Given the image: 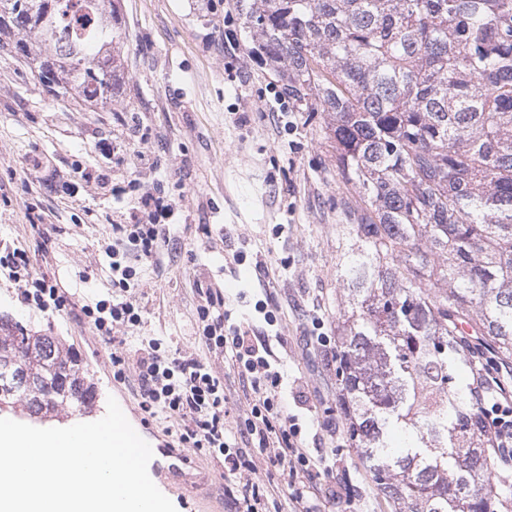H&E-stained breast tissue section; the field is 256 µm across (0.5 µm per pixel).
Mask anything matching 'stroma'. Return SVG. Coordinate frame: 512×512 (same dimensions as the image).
Listing matches in <instances>:
<instances>
[{"label":"stroma","instance_id":"1","mask_svg":"<svg viewBox=\"0 0 512 512\" xmlns=\"http://www.w3.org/2000/svg\"><path fill=\"white\" fill-rule=\"evenodd\" d=\"M233 2L120 0L127 89L103 112L55 97L24 59L0 48V243L26 250L37 270L80 302L109 298L102 244L113 225L129 222L137 201L101 188L97 174L122 186L129 175L95 144L105 138L116 153L157 159L141 179L173 201L176 233L163 268L147 271L136 295L138 335L193 350L199 280L224 290L235 322L270 296L284 338L273 351L288 370V410L310 459L333 465L328 474L313 471L321 512H388L347 442L335 366L310 344L318 332L335 336L345 300L337 272L347 257L337 238L347 217L336 206L334 142L321 114L269 111L278 87L249 57ZM229 32L238 52L225 45ZM116 112L126 125L113 122ZM32 209L46 215V235L31 229ZM17 289L1 272L0 316L78 355L98 392L92 420L112 397L140 422L131 387L112 378L111 346L75 315L22 306ZM330 482L342 488L339 501L324 498Z\"/></svg>","mask_w":512,"mask_h":512}]
</instances>
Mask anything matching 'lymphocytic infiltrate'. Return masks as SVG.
<instances>
[{"instance_id": "lymphocytic-infiltrate-1", "label": "lymphocytic infiltrate", "mask_w": 512, "mask_h": 512, "mask_svg": "<svg viewBox=\"0 0 512 512\" xmlns=\"http://www.w3.org/2000/svg\"><path fill=\"white\" fill-rule=\"evenodd\" d=\"M127 186L136 192L149 221L144 224L135 217L130 223L113 225L112 240L104 248L112 282L110 298L77 305L57 283L33 269L24 249L8 246L0 252V268L24 276L27 286L19 301L44 312L80 311L96 335L112 346L114 380L122 383L128 374L136 375L143 422L166 423L180 447L209 456L220 464L225 477L235 479V512H266L270 492L251 479L261 464L282 472L293 512H318L299 478L310 460L297 419L288 412V372L275 360L269 337L229 323L223 289L203 283L195 287L200 353L171 350L162 336L129 344L128 332L143 323L135 300L137 290L147 284L143 270L163 265L164 247L171 237L169 225L159 221L169 209L164 199L138 179L129 180ZM216 359L249 380L246 418L232 413L224 378L212 365Z\"/></svg>"}]
</instances>
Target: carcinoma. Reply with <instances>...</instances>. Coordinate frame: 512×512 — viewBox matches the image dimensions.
<instances>
[{"instance_id": "obj_1", "label": "carcinoma", "mask_w": 512, "mask_h": 512, "mask_svg": "<svg viewBox=\"0 0 512 512\" xmlns=\"http://www.w3.org/2000/svg\"><path fill=\"white\" fill-rule=\"evenodd\" d=\"M247 52L320 112L349 263L336 384L349 444L391 512H512V433L477 402L512 360V0H236ZM53 92L126 86L117 0H0V33ZM466 364L474 382L463 387ZM0 401L85 414L92 384L52 336L0 318Z\"/></svg>"}]
</instances>
